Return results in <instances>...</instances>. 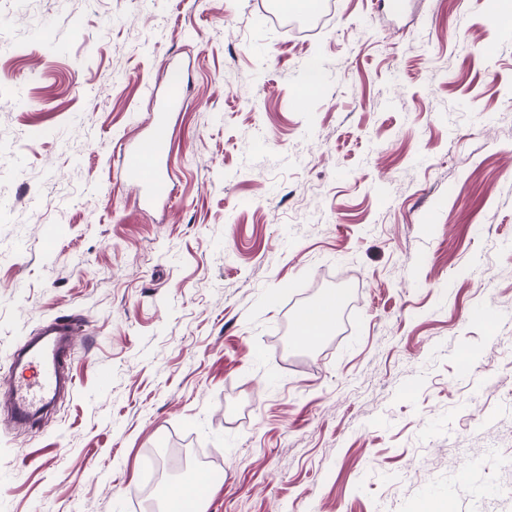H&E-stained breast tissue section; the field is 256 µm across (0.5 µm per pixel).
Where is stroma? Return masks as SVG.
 Returning <instances> with one entry per match:
<instances>
[{
    "mask_svg": "<svg viewBox=\"0 0 512 512\" xmlns=\"http://www.w3.org/2000/svg\"><path fill=\"white\" fill-rule=\"evenodd\" d=\"M389 3L0 0V512H154L162 447L221 473L205 512H512V14ZM174 67L147 208L121 151ZM62 315L76 388L20 431L11 355Z\"/></svg>",
    "mask_w": 512,
    "mask_h": 512,
    "instance_id": "obj_1",
    "label": "stroma"
}]
</instances>
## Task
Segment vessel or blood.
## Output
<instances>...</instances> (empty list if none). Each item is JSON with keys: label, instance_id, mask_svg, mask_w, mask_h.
<instances>
[{"label": "vessel or blood", "instance_id": "vessel-or-blood-1", "mask_svg": "<svg viewBox=\"0 0 512 512\" xmlns=\"http://www.w3.org/2000/svg\"><path fill=\"white\" fill-rule=\"evenodd\" d=\"M181 85L180 71L172 70L149 115L148 135L126 148L122 155L125 180L147 206L165 204L174 197L169 172V133L172 115L185 105ZM80 333L81 326L76 321L58 317L14 356L12 366L16 374L10 388V403L17 421H33L59 390H74L69 361Z\"/></svg>", "mask_w": 512, "mask_h": 512}]
</instances>
